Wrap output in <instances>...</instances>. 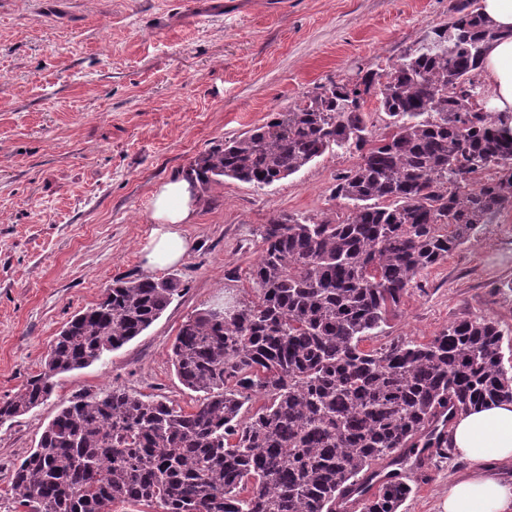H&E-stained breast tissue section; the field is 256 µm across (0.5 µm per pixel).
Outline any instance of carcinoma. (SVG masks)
Returning <instances> with one entry per match:
<instances>
[{
    "mask_svg": "<svg viewBox=\"0 0 512 512\" xmlns=\"http://www.w3.org/2000/svg\"><path fill=\"white\" fill-rule=\"evenodd\" d=\"M452 11L389 71L318 87L196 157L202 189L225 178L263 188L327 152H361L336 184L343 219L262 225L254 295L182 323L171 358L197 403L123 385L73 396L14 467V512H401L412 487L375 465L404 462L407 448L444 455L448 418L512 402V337L492 321L361 347L424 271L512 208V117L491 110L480 80L499 32L476 0ZM373 93L391 128L377 140L363 113ZM183 290L173 276L113 281L54 338L43 370L0 400V424L141 335ZM253 393L265 403L245 418Z\"/></svg>",
    "mask_w": 512,
    "mask_h": 512,
    "instance_id": "obj_1",
    "label": "carcinoma"
}]
</instances>
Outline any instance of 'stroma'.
<instances>
[{
    "mask_svg": "<svg viewBox=\"0 0 512 512\" xmlns=\"http://www.w3.org/2000/svg\"><path fill=\"white\" fill-rule=\"evenodd\" d=\"M452 0H0V398L39 373L54 337L114 279L145 276L156 187L211 146L263 124L316 87L389 68ZM357 152L324 154L258 188L202 192L195 246L159 269L184 290L141 336L56 377L51 397L0 426V512L13 463L36 447L60 404L118 383L183 407L197 398L168 356L183 321L252 294L259 230L282 214L345 216L334 189ZM512 209L409 288L363 347L426 342L461 317L512 333ZM468 468L456 454L407 462L401 512H437Z\"/></svg>",
    "mask_w": 512,
    "mask_h": 512,
    "instance_id": "1",
    "label": "stroma"
}]
</instances>
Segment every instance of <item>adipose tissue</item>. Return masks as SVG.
I'll return each instance as SVG.
<instances>
[{"instance_id":"adipose-tissue-1","label":"adipose tissue","mask_w":512,"mask_h":512,"mask_svg":"<svg viewBox=\"0 0 512 512\" xmlns=\"http://www.w3.org/2000/svg\"><path fill=\"white\" fill-rule=\"evenodd\" d=\"M480 11L502 33L485 50L481 79L493 111L512 115V0H481ZM200 199L198 182L186 177L167 181L154 192L153 227L141 249L147 272L188 255L192 244L182 227L195 221ZM452 443L468 471L449 485L442 512H512V483L493 472L494 465L512 462V403H489L462 414Z\"/></svg>"}]
</instances>
